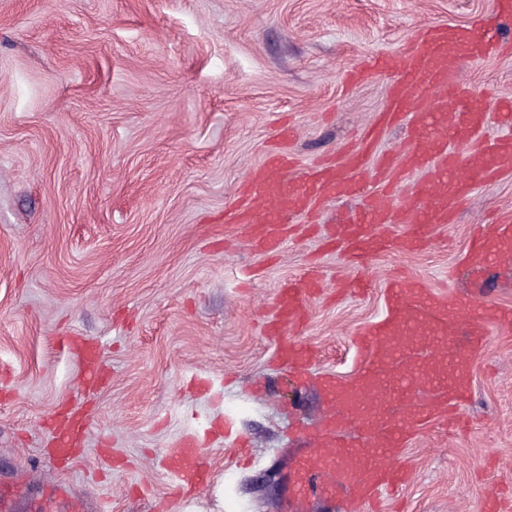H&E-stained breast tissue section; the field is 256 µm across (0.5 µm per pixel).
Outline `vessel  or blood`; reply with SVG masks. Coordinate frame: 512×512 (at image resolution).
<instances>
[{"mask_svg": "<svg viewBox=\"0 0 512 512\" xmlns=\"http://www.w3.org/2000/svg\"><path fill=\"white\" fill-rule=\"evenodd\" d=\"M492 16L497 26L482 22L465 29L447 25H431L423 29L421 38L402 53L379 52L368 58L366 71H385L395 77L390 90L388 108L381 113L376 126L351 150L352 168L341 171L326 163L313 169L304 179L289 180L291 156L283 151L268 155L251 171L238 189L239 202L231 214L233 223L242 225L253 248L264 253L281 249L284 229L291 215L309 209L315 203L360 190V173L368 169L367 161L382 129L408 122L409 150L378 162V177L433 168L443 180L432 193L426 213L414 209H395L391 189L374 195L359 220L336 227V241L358 262H366L374 252L387 247L386 227L393 224L413 225V232L401 241L403 248L417 250L425 243L423 223H451L460 196L471 194L474 186L496 179L503 165L512 166V99L496 116L475 109L459 89L457 77L461 62L481 61L499 55L504 47L499 37L500 22L512 23V0H492ZM425 90L436 91L431 103L419 101ZM456 119L464 141L471 147L466 155L449 148L447 126L437 122V115ZM501 127L498 135L487 138L483 132L490 121ZM512 244V223H499L493 231L474 236L467 249L468 260L487 264ZM385 312L357 339L360 362L357 376L341 382L323 375L329 396L338 401L342 414L331 415L316 429L317 458L301 461L298 467L301 492L306 496L335 497L345 492L346 507L357 512H382L384 502L392 498L398 487L409 478L403 452L409 442L429 424L452 425L469 398V390L456 384L451 391H439L413 405L409 416L400 422L366 419L357 434L356 443H348L346 433L356 419L364 396L377 390V377L404 356V348L421 329L436 338L451 336L461 310H468L470 334L475 343L483 341V324L494 318L505 329L512 328V310L482 304L457 290L433 292L421 281L403 279L388 283L385 289ZM276 319L268 333L277 337V360L294 371L307 370L317 359L314 349L284 340L282 330L300 325L306 317L303 291L295 284H284L277 297ZM89 423L79 413L64 418L56 432V451L70 455L75 443L89 433ZM169 469L177 479L199 480V451L190 443L177 441L167 448Z\"/></svg>", "mask_w": 512, "mask_h": 512, "instance_id": "vessel-or-blood-1", "label": "vessel or blood"}]
</instances>
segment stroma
<instances>
[{
    "label": "stroma",
    "instance_id": "obj_1",
    "mask_svg": "<svg viewBox=\"0 0 512 512\" xmlns=\"http://www.w3.org/2000/svg\"><path fill=\"white\" fill-rule=\"evenodd\" d=\"M491 0H0V512H278L300 494L314 443L292 433L333 407L317 378H291L264 333L278 289L315 271L306 323L285 337L320 353L319 374L358 369L354 337L405 272L512 309V261L464 267L472 225L512 216V171L458 205L427 245L351 266L330 247L360 204H323L277 255L231 223L236 189L270 149L289 179L386 108L392 76L348 81L366 54L408 50L428 24L467 27ZM474 104L512 97V56L461 65ZM466 359L467 433L412 439L411 470L384 512H481L512 490V330L487 322ZM98 349L102 379L79 383L68 342ZM82 409V457L49 449L50 414ZM193 438L208 487H178L163 450Z\"/></svg>",
    "mask_w": 512,
    "mask_h": 512
}]
</instances>
